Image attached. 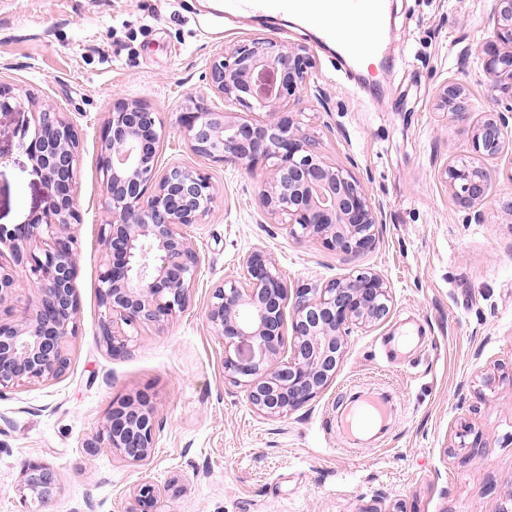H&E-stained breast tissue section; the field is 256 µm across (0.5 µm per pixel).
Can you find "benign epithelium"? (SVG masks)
<instances>
[{
  "mask_svg": "<svg viewBox=\"0 0 512 512\" xmlns=\"http://www.w3.org/2000/svg\"><path fill=\"white\" fill-rule=\"evenodd\" d=\"M491 19L492 36L478 56L496 94L470 130V160L444 169L454 196L470 207L484 202L492 185L483 161L512 146V0H493ZM315 67L305 45L269 37L237 41L209 63L208 92L190 97L177 121L190 149L206 160L249 170L272 161L260 192L268 215L299 240L357 256L376 245L381 207L349 169L321 157L293 118L290 108ZM211 93L224 100V111L210 107ZM23 105L17 88L0 83V114ZM438 106L460 122L471 112L468 94L456 84L444 86ZM236 107L257 110L263 119L246 118ZM162 131L158 113L127 100L112 105L99 131L108 214L101 225L106 259L99 275V336L112 354L128 350L133 336L126 328L163 326L188 308L201 257L184 228L202 223L218 201L203 171L159 170ZM81 139L65 113L53 105L41 109L28 151L48 187L45 206L25 224L0 225V241L9 243L12 255L8 264L0 260V393L60 377L69 366L67 344L78 332L80 311L73 229L81 223L75 197ZM36 238L47 243L39 252L29 247ZM241 266L240 277L212 288L205 317L224 343V378L244 386L251 408L264 417H285L319 397L336 376L348 336L382 325L393 309L391 285L375 271L292 284L261 248L245 254ZM23 288L33 289L36 300L32 314L18 320L11 302ZM157 424L147 397H119L86 448L91 454L110 448L141 464L153 454ZM56 486L50 466L26 463L18 486L24 512H45ZM178 488L177 477L160 486L144 474L130 489V512H159L162 493Z\"/></svg>",
  "mask_w": 512,
  "mask_h": 512,
  "instance_id": "1",
  "label": "benign epithelium"
}]
</instances>
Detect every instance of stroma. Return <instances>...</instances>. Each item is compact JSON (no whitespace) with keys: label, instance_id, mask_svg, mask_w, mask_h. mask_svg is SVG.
Here are the masks:
<instances>
[{"label":"stroma","instance_id":"35a3bbf8","mask_svg":"<svg viewBox=\"0 0 512 512\" xmlns=\"http://www.w3.org/2000/svg\"><path fill=\"white\" fill-rule=\"evenodd\" d=\"M384 46L395 55L370 98L301 23L227 14L202 0H0V82L27 93L0 115V225L27 222L48 189L27 146L51 103L82 130L75 196L83 222L75 292L78 334L64 375L0 392V512H21L24 463L48 464L57 490L46 512H129L141 473L180 476L160 512H512V153L486 159L495 181L481 223L449 190L445 165L470 154L469 124L490 97L476 47L492 31V0H391ZM271 37L311 48L316 69L295 115L330 164L350 169L382 208L375 249L352 257L289 236L271 223L247 171L194 154L176 117L206 92L205 72L225 45ZM463 86L469 124L437 106ZM142 101L163 121L159 166L206 172L218 204L186 229L201 264L192 300L165 326L138 327L129 353L99 336L103 176L99 128L116 99ZM255 247L290 281H326L372 269L395 297L389 320L353 332L320 397L281 419L253 412L224 378V345L205 318L212 288L240 273ZM391 394L396 414L376 448H344L334 406L349 389ZM147 395L159 410L142 465L86 441L113 399ZM481 447H473L474 437Z\"/></svg>","mask_w":512,"mask_h":512}]
</instances>
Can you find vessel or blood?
Here are the masks:
<instances>
[{
    "mask_svg": "<svg viewBox=\"0 0 512 512\" xmlns=\"http://www.w3.org/2000/svg\"><path fill=\"white\" fill-rule=\"evenodd\" d=\"M387 0H226L228 12L273 14L290 12L320 26L324 41L335 43L355 66H363L366 58L378 56L382 50L379 29ZM361 17L371 34L355 30L352 19ZM395 413L390 397L383 392L352 390L346 404L336 415L349 444L357 448L375 446L386 433Z\"/></svg>",
    "mask_w": 512,
    "mask_h": 512,
    "instance_id": "obj_1",
    "label": "vessel or blood"
}]
</instances>
